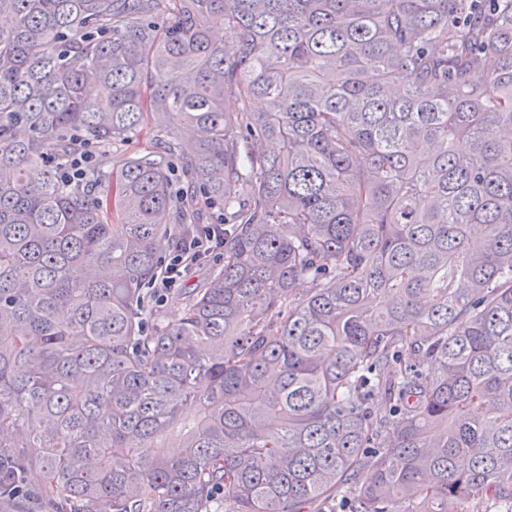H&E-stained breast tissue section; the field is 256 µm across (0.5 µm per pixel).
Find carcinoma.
<instances>
[{
  "instance_id": "obj_1",
  "label": "carcinoma",
  "mask_w": 512,
  "mask_h": 512,
  "mask_svg": "<svg viewBox=\"0 0 512 512\" xmlns=\"http://www.w3.org/2000/svg\"><path fill=\"white\" fill-rule=\"evenodd\" d=\"M2 15L0 512H512V0ZM147 116L201 136L61 180ZM96 157V152L91 146H83L81 149L73 151L68 160L61 168L60 177L63 182L74 183L81 182L87 175L91 163ZM221 213L222 210L218 208L212 209L210 216H208L209 223L202 224L205 225L204 232L191 242L176 247L174 251L167 243L164 244L162 251L166 260L172 253L173 255L165 261L159 277L151 285L152 288H158V294L174 288L191 264L222 256L224 251V224H215L218 217H222ZM215 264L217 263H213L211 259L199 268H192L175 288H198L207 278L211 266Z\"/></svg>"
}]
</instances>
